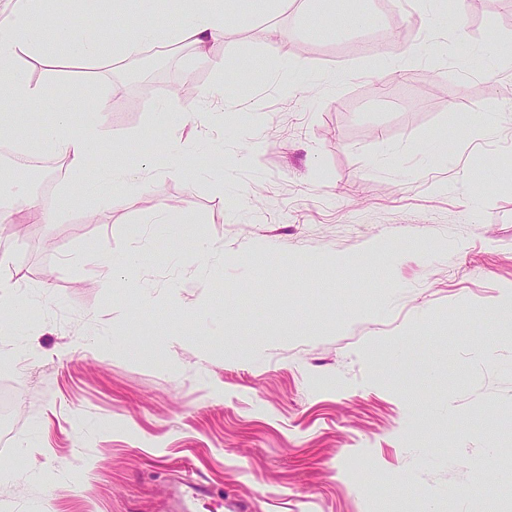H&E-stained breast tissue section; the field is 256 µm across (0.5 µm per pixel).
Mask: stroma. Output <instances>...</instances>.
Instances as JSON below:
<instances>
[{"label": "stroma", "instance_id": "stroma-1", "mask_svg": "<svg viewBox=\"0 0 512 512\" xmlns=\"http://www.w3.org/2000/svg\"><path fill=\"white\" fill-rule=\"evenodd\" d=\"M351 8L233 0L210 61L168 44L138 84L122 78L138 56L109 47L91 64L19 53L49 89L44 123L105 110L83 179L47 177L0 236L21 299L0 352L33 350L0 366L17 404L0 512H177L191 480L210 491L194 512H512V480L484 464L512 448V335L477 353L482 311L512 292V71L489 61L512 0H361L365 24L333 31ZM50 11L120 41L142 15ZM460 38L487 63L450 55ZM395 39L424 52L384 59ZM226 55L243 81L213 67ZM115 166L149 176L85 199ZM165 206L187 211L170 238ZM99 249L135 258L109 288Z\"/></svg>", "mask_w": 512, "mask_h": 512}]
</instances>
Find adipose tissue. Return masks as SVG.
<instances>
[{
  "label": "adipose tissue",
  "instance_id": "ef3b65f1",
  "mask_svg": "<svg viewBox=\"0 0 512 512\" xmlns=\"http://www.w3.org/2000/svg\"><path fill=\"white\" fill-rule=\"evenodd\" d=\"M216 0H190L182 11L172 39H192L200 56H207V46L223 32L224 14L215 9ZM42 0H19L11 18L0 24V105H21L27 109L43 108L48 103L47 91L41 84L32 82L16 64L20 50H43L47 35L69 43L77 59L92 62L107 45L110 32L99 24L83 35L52 27L48 16L41 10ZM39 146L57 148L69 162L73 173H82L88 155L100 145L96 123L74 124L69 113H56L52 123L44 126L38 138Z\"/></svg>",
  "mask_w": 512,
  "mask_h": 512
}]
</instances>
